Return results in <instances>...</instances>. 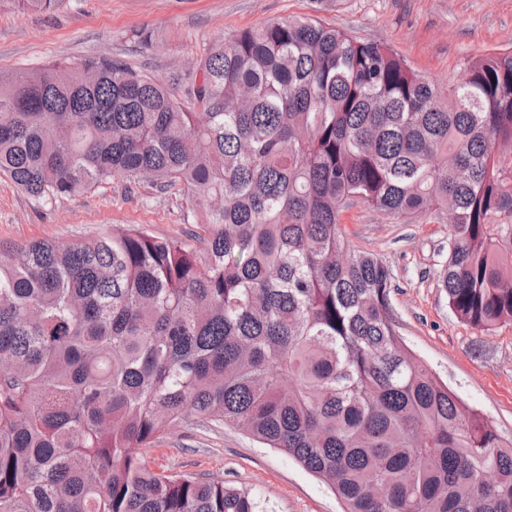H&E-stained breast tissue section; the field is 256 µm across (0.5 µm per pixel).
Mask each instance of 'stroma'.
I'll use <instances>...</instances> for the list:
<instances>
[{"label":"stroma","mask_w":512,"mask_h":512,"mask_svg":"<svg viewBox=\"0 0 512 512\" xmlns=\"http://www.w3.org/2000/svg\"><path fill=\"white\" fill-rule=\"evenodd\" d=\"M304 17L378 42L444 85L460 78L468 59L512 48V0H64L52 12L0 0V71L111 55L182 97L192 75L187 61L241 30ZM341 223L354 249L390 269V303L405 343L466 404L512 435V323L487 336L451 312L439 282L446 220L428 214L405 224L356 201ZM126 225L174 240L201 232L178 185L162 190L116 177L44 205L0 176V245L66 243ZM137 454L166 475L247 490L262 512H340L326 484L229 425L189 419Z\"/></svg>","instance_id":"1"}]
</instances>
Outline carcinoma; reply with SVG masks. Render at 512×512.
<instances>
[{
	"mask_svg": "<svg viewBox=\"0 0 512 512\" xmlns=\"http://www.w3.org/2000/svg\"><path fill=\"white\" fill-rule=\"evenodd\" d=\"M2 175L42 204L180 184L205 236L0 249V512H258L138 458L189 418L287 454L343 512H512V436L407 348L388 267L340 227L354 200L450 217L451 310L512 323V49L443 86L284 19L211 49L184 101L109 56L0 72Z\"/></svg>",
	"mask_w": 512,
	"mask_h": 512,
	"instance_id": "1",
	"label": "carcinoma"
}]
</instances>
